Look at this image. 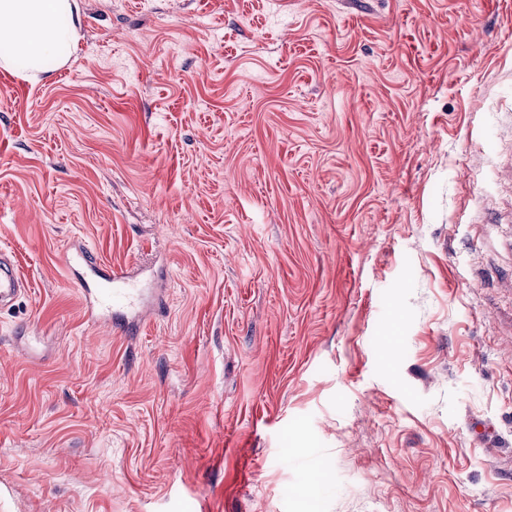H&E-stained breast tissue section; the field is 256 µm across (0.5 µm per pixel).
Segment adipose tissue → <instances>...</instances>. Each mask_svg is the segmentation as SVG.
I'll use <instances>...</instances> for the list:
<instances>
[{
    "instance_id": "obj_1",
    "label": "adipose tissue",
    "mask_w": 512,
    "mask_h": 512,
    "mask_svg": "<svg viewBox=\"0 0 512 512\" xmlns=\"http://www.w3.org/2000/svg\"><path fill=\"white\" fill-rule=\"evenodd\" d=\"M80 27L78 0H0V68L39 82L76 52Z\"/></svg>"
}]
</instances>
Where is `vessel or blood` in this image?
<instances>
[{"label": "vessel or blood", "mask_w": 512, "mask_h": 512, "mask_svg": "<svg viewBox=\"0 0 512 512\" xmlns=\"http://www.w3.org/2000/svg\"><path fill=\"white\" fill-rule=\"evenodd\" d=\"M64 262L68 268H80L94 279L93 285L83 288L88 314L96 317L109 315L117 309L133 310L136 290L131 273L101 266L92 254L81 246L66 254ZM23 288V280L9 255L0 251V304L12 302Z\"/></svg>", "instance_id": "obj_1"}]
</instances>
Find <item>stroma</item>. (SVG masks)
Masks as SVG:
<instances>
[{
  "mask_svg": "<svg viewBox=\"0 0 512 512\" xmlns=\"http://www.w3.org/2000/svg\"><path fill=\"white\" fill-rule=\"evenodd\" d=\"M80 10L0 69V512H512V0ZM64 262L78 275L81 273L76 267L83 270L86 276L93 277L95 281L91 287L81 275L84 282L81 287L88 314L96 317L110 315L117 309L134 310L136 288L131 273L125 270L112 271L111 268L101 266L83 246H78L73 252L67 253ZM24 283L9 257L0 251V304L12 302L23 290Z\"/></svg>",
  "mask_w": 512,
  "mask_h": 512,
  "instance_id": "1",
  "label": "stroma"
}]
</instances>
